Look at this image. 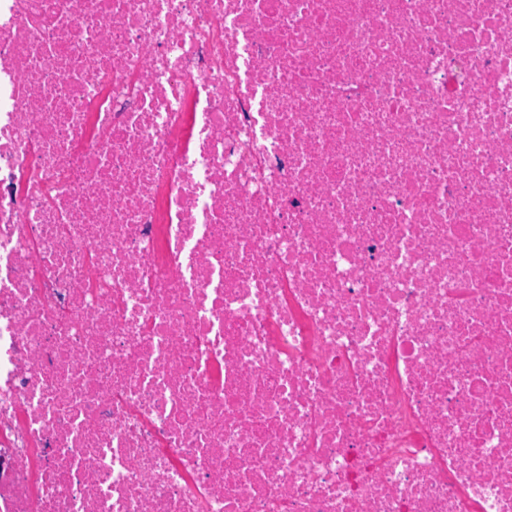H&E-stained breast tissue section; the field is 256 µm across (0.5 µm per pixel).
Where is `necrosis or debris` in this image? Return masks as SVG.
I'll use <instances>...</instances> for the list:
<instances>
[{"label":"necrosis or debris","instance_id":"necrosis-or-debris-1","mask_svg":"<svg viewBox=\"0 0 512 512\" xmlns=\"http://www.w3.org/2000/svg\"><path fill=\"white\" fill-rule=\"evenodd\" d=\"M0 512H512V0H0Z\"/></svg>","mask_w":512,"mask_h":512}]
</instances>
